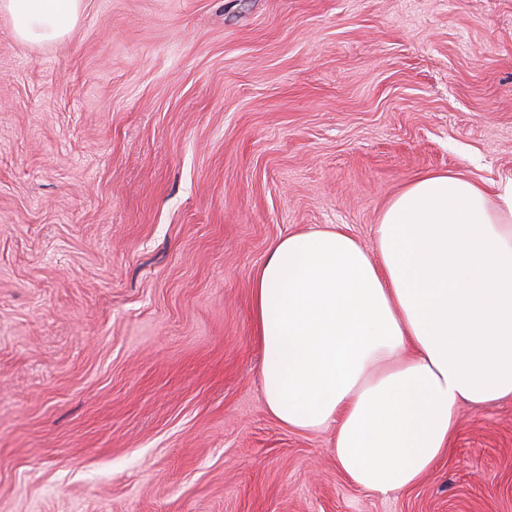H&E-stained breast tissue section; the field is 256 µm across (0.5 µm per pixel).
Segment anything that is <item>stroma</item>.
Returning <instances> with one entry per match:
<instances>
[{"mask_svg": "<svg viewBox=\"0 0 512 512\" xmlns=\"http://www.w3.org/2000/svg\"><path fill=\"white\" fill-rule=\"evenodd\" d=\"M431 171L512 174V0H82L0 13V512H512V397L414 487L265 404L254 271L368 254ZM81 0H2L0 12L12 20L16 35L28 42H50L76 24Z\"/></svg>", "mask_w": 512, "mask_h": 512, "instance_id": "35a3bbf8", "label": "stroma"}]
</instances>
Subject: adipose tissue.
Returning <instances> with one entry per match:
<instances>
[{
    "instance_id": "adipose-tissue-1",
    "label": "adipose tissue",
    "mask_w": 512,
    "mask_h": 512,
    "mask_svg": "<svg viewBox=\"0 0 512 512\" xmlns=\"http://www.w3.org/2000/svg\"><path fill=\"white\" fill-rule=\"evenodd\" d=\"M81 0H0L16 35L69 33ZM377 259L337 227L278 239L252 278L264 397L334 429L354 484L387 496L447 454L460 403L512 396V177L428 173L384 208Z\"/></svg>"
}]
</instances>
